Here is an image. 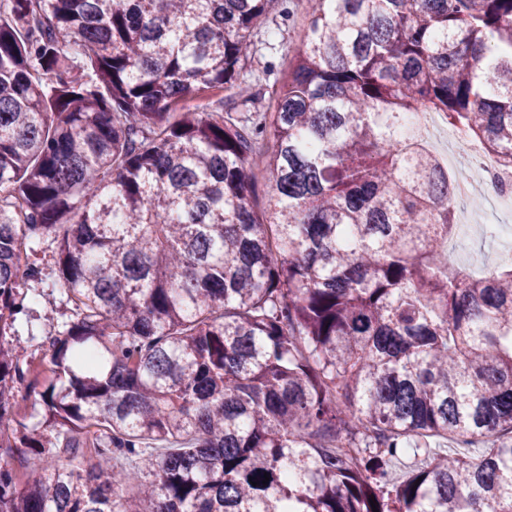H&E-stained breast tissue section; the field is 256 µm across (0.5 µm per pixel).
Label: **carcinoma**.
I'll return each instance as SVG.
<instances>
[{
	"instance_id": "cac0c4a2",
	"label": "carcinoma",
	"mask_w": 512,
	"mask_h": 512,
	"mask_svg": "<svg viewBox=\"0 0 512 512\" xmlns=\"http://www.w3.org/2000/svg\"><path fill=\"white\" fill-rule=\"evenodd\" d=\"M273 2L8 0L0 512H512V261L441 257L450 176L398 134L440 112L512 172V0H310L243 121ZM43 243L70 321L21 364ZM306 1L274 2L265 33L255 37L253 54L240 71V80L252 85L255 99L254 104L240 105V112H266L274 104V91L288 73V62L297 55L308 31Z\"/></svg>"
}]
</instances>
